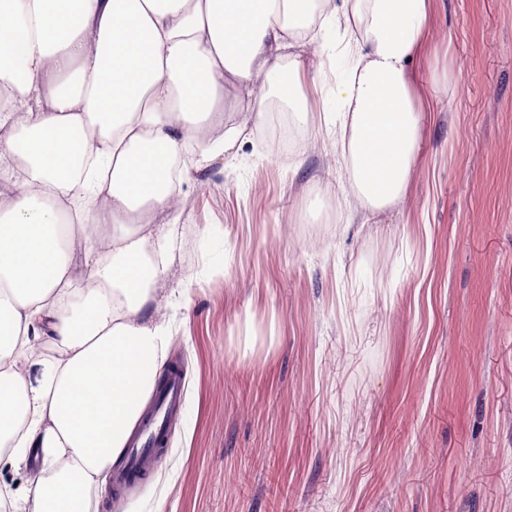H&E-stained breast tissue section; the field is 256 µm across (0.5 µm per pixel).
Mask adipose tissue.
<instances>
[{
    "mask_svg": "<svg viewBox=\"0 0 512 512\" xmlns=\"http://www.w3.org/2000/svg\"><path fill=\"white\" fill-rule=\"evenodd\" d=\"M344 18L351 57L337 89L350 183L376 213L401 202L424 114L409 63L430 0H0V443L41 474L14 512H82L145 410L170 336L144 320L172 257L170 160L202 139L219 155L260 118L266 91L290 100L289 49ZM82 241L81 287L72 244ZM48 339L51 356L36 353Z\"/></svg>",
    "mask_w": 512,
    "mask_h": 512,
    "instance_id": "obj_1",
    "label": "adipose tissue"
}]
</instances>
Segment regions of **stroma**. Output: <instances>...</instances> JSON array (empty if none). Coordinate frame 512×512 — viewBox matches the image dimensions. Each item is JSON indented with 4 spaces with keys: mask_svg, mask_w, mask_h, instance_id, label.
Here are the masks:
<instances>
[{
    "mask_svg": "<svg viewBox=\"0 0 512 512\" xmlns=\"http://www.w3.org/2000/svg\"><path fill=\"white\" fill-rule=\"evenodd\" d=\"M431 17L397 207L362 208L316 118L274 154L267 111L196 155L151 311L184 402L144 481L94 512H512V0ZM348 39L304 55L315 115L336 109Z\"/></svg>",
    "mask_w": 512,
    "mask_h": 512,
    "instance_id": "obj_1",
    "label": "stroma"
}]
</instances>
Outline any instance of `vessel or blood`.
I'll list each match as a JSON object with an SVG mask.
<instances>
[{
	"label": "vessel or blood",
	"instance_id": "b4317fda",
	"mask_svg": "<svg viewBox=\"0 0 512 512\" xmlns=\"http://www.w3.org/2000/svg\"><path fill=\"white\" fill-rule=\"evenodd\" d=\"M183 394L182 374L176 370L169 371L156 392L153 414L123 450L125 466L114 476L117 487L135 485L145 468L154 460L157 449L167 435L169 421L180 408Z\"/></svg>",
	"mask_w": 512,
	"mask_h": 512
}]
</instances>
